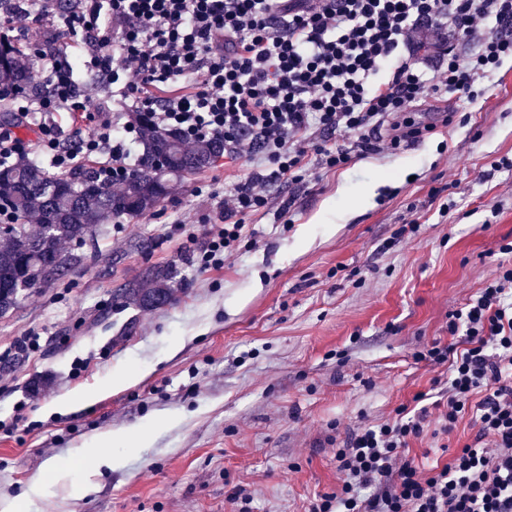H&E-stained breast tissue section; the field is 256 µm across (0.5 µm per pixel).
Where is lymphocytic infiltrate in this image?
<instances>
[{"label":"lymphocytic infiltrate","mask_w":512,"mask_h":512,"mask_svg":"<svg viewBox=\"0 0 512 512\" xmlns=\"http://www.w3.org/2000/svg\"><path fill=\"white\" fill-rule=\"evenodd\" d=\"M57 20L83 34L87 56L39 51L30 30ZM0 24L29 36L31 60L47 76L45 94L15 104L21 119L39 114L41 152L56 172L92 158L117 188L136 167L139 130L120 115L66 139L63 121L78 124L95 109L75 78L80 69L94 72L123 107L179 132L186 146L220 138L231 156L254 165L212 204L219 222L199 247L203 271L234 251L245 216L268 210L270 184L299 180L309 164L338 169L351 156L423 138L434 127L409 117L413 104L445 93L473 97L512 58V0H82L62 19L56 0H37ZM441 29L478 39L479 49L423 70L414 53ZM335 133L347 134V144H329ZM448 334L449 343L433 342L416 357L448 368L443 431L471 410L475 437L445 464L420 468L409 441L425 417L399 408L337 449L341 487L310 512H512V266L449 313Z\"/></svg>","instance_id":"obj_1"}]
</instances>
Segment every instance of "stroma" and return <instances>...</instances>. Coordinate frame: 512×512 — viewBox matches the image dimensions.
I'll use <instances>...</instances> for the list:
<instances>
[{
    "label": "stroma",
    "mask_w": 512,
    "mask_h": 512,
    "mask_svg": "<svg viewBox=\"0 0 512 512\" xmlns=\"http://www.w3.org/2000/svg\"><path fill=\"white\" fill-rule=\"evenodd\" d=\"M413 110L437 119L431 135L271 185L273 209L246 217L253 241L221 269L198 270L193 251L210 230L207 194L246 177L243 159L171 180L151 210L63 243L71 265L0 317V512L38 478L48 488L30 512H233L239 489L252 512H309L341 485L338 446L400 407L427 412L416 463L474 438L470 412L441 433L433 399L448 371L414 354L448 342L449 312L512 264L500 251L512 169H491L512 160V60L477 98ZM155 266L177 272L172 303L122 304L119 288ZM27 334L33 349L9 351ZM121 376L136 382L113 388ZM141 424L151 438L115 448V469L85 493L93 438Z\"/></svg>",
    "instance_id": "stroma-1"
}]
</instances>
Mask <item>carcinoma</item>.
Returning a JSON list of instances; mask_svg holds the SVG:
<instances>
[{
  "label": "carcinoma",
  "instance_id": "cac0c4a2",
  "mask_svg": "<svg viewBox=\"0 0 512 512\" xmlns=\"http://www.w3.org/2000/svg\"><path fill=\"white\" fill-rule=\"evenodd\" d=\"M35 87V73L25 52L0 38V97L25 93ZM144 147L139 167L117 190L98 181L90 170L50 177L35 160L21 159L0 165V200L7 202L14 222L0 227V316L18 306L23 292L52 280L45 260L52 257L59 269L71 259L62 254L65 241L83 240L96 226L112 218H134L157 205L168 192L166 174H191L224 155V142L204 140L186 148L176 131L156 128L143 113L135 114ZM35 216L38 227L23 220ZM151 287L131 284L118 298L143 311L168 304L179 286L171 268L148 271Z\"/></svg>",
  "mask_w": 512,
  "mask_h": 512
}]
</instances>
